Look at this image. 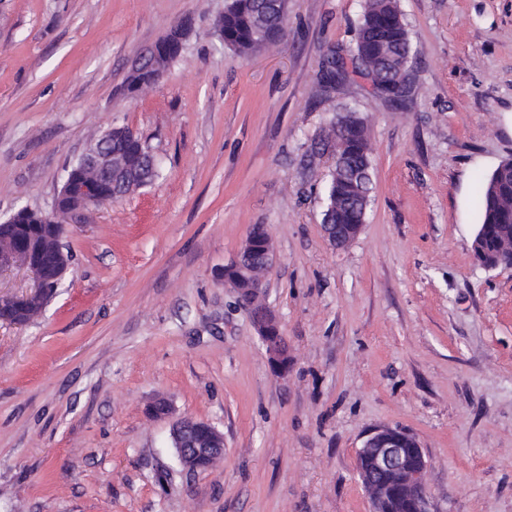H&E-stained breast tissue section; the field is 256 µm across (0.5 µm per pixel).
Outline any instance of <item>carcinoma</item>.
Instances as JSON below:
<instances>
[{"mask_svg": "<svg viewBox=\"0 0 512 512\" xmlns=\"http://www.w3.org/2000/svg\"><path fill=\"white\" fill-rule=\"evenodd\" d=\"M240 9L227 6L224 16L217 20L216 31L224 45L238 53L249 56L264 50L268 45L282 39L286 32L285 18L288 0H269L264 6V19L257 16L258 7L253 0H242ZM410 44L409 30L399 10L397 0H365L361 18L356 27V43L352 64L362 75L377 71L381 74V85L377 92L395 103H402L414 94L410 81H402L398 72L381 66L384 54L399 50ZM347 78V71L340 59H332L321 78L323 92L334 89ZM346 136L336 134L331 126L322 146L335 152L347 153L343 149ZM336 171L330 170L326 188V207L338 214L345 212L347 188L336 195ZM476 240L488 251H506L512 248V167L504 165L483 180L479 227Z\"/></svg>", "mask_w": 512, "mask_h": 512, "instance_id": "carcinoma-1", "label": "carcinoma"}]
</instances>
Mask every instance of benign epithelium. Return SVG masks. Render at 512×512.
<instances>
[{
  "mask_svg": "<svg viewBox=\"0 0 512 512\" xmlns=\"http://www.w3.org/2000/svg\"><path fill=\"white\" fill-rule=\"evenodd\" d=\"M189 28L190 20L181 22L136 59L131 73L144 74L150 81H157L169 55L183 53L185 31ZM333 164L341 172L340 183L352 186L355 194L349 200V223L334 224L326 218L322 231L332 246L344 248L365 224L371 175L367 167L359 173L347 171L345 155L334 156ZM148 167L158 168V160L152 152L143 149L133 131L108 129L71 167L54 210L43 217V223H24L23 219L32 213L27 207L3 221L5 225L21 226L25 235H0V272L24 267L36 282L30 292L0 300V307L7 303L28 310L25 317L7 318L5 322L21 326L39 315L69 268L62 243L66 225L55 224V218L62 219L86 209L93 200L115 202L146 186L150 177L143 171ZM472 249L476 261L488 270L512 267V262L486 253L477 244L472 245ZM272 262L270 234L264 225L255 224L237 257L224 266V285L233 288L240 301L251 310L254 326L273 369L286 373L291 362L288 343L277 317L262 301V275ZM170 434L175 454L194 471L209 469L213 461L224 455V433L207 421L178 419L172 423ZM357 461L370 512H429L425 487L428 461L414 435L397 427H379L366 435L358 449Z\"/></svg>",
  "mask_w": 512,
  "mask_h": 512,
  "instance_id": "1",
  "label": "benign epithelium"
}]
</instances>
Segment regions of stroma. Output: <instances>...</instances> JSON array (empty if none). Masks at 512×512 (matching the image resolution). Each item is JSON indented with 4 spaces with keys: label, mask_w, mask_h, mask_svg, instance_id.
I'll use <instances>...</instances> for the list:
<instances>
[{
    "label": "stroma",
    "mask_w": 512,
    "mask_h": 512,
    "mask_svg": "<svg viewBox=\"0 0 512 512\" xmlns=\"http://www.w3.org/2000/svg\"><path fill=\"white\" fill-rule=\"evenodd\" d=\"M363 5L288 0L284 41L244 58L214 29L224 0H0V218L51 212L112 127L162 167L72 215L55 294L0 324V512H369L357 452L382 426L417 438L430 512H512V268L471 250L481 180L512 159V0H398L402 109L356 75L320 99ZM187 18L181 57L128 92L132 61ZM346 107L371 191L336 249L316 144ZM256 224L284 374L224 284ZM183 417L223 432L213 470L177 464Z\"/></svg>",
    "instance_id": "35a3bbf8"
}]
</instances>
